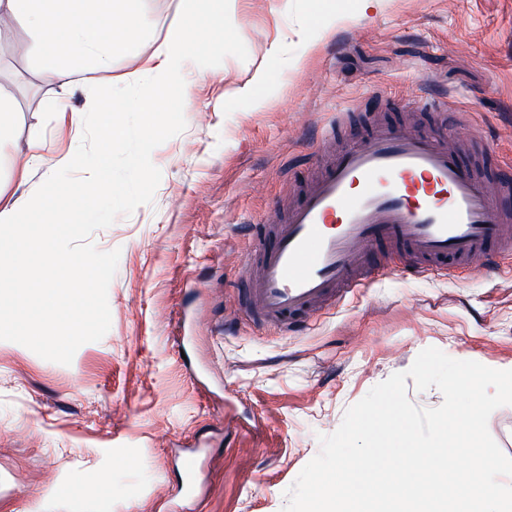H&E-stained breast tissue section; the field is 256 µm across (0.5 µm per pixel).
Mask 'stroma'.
Wrapping results in <instances>:
<instances>
[{"mask_svg": "<svg viewBox=\"0 0 512 512\" xmlns=\"http://www.w3.org/2000/svg\"><path fill=\"white\" fill-rule=\"evenodd\" d=\"M180 0H142L147 55ZM224 15L222 42L189 58L198 111L157 146L151 203L95 231L119 250L111 326L70 365L0 340V512H282L319 435L418 353L436 347L493 367L512 362V253L492 273L397 272L328 302L292 329L238 310V263L258 245L243 231L287 207L342 112L437 134L428 91L477 122L463 143L487 177L512 163V0H204ZM0 39V91L18 112L14 147L45 143L44 161L8 193L32 195L47 163L80 139L52 109L53 79ZM271 79L243 95L257 69ZM118 61L100 93L115 104L152 88ZM197 468L186 479L183 461Z\"/></svg>", "mask_w": 512, "mask_h": 512, "instance_id": "obj_1", "label": "stroma"}]
</instances>
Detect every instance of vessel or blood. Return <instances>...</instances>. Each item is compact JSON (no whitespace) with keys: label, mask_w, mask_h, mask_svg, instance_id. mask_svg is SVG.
<instances>
[{"label":"vessel or blood","mask_w":512,"mask_h":512,"mask_svg":"<svg viewBox=\"0 0 512 512\" xmlns=\"http://www.w3.org/2000/svg\"><path fill=\"white\" fill-rule=\"evenodd\" d=\"M478 125L449 123L446 137L374 125L335 151L311 176L273 235L258 267L240 269L246 308L261 321L291 326L330 298L364 286L375 256L399 252L414 274L489 267L497 251H512L501 204L512 180L479 176L451 146Z\"/></svg>","instance_id":"vessel-or-blood-1"}]
</instances>
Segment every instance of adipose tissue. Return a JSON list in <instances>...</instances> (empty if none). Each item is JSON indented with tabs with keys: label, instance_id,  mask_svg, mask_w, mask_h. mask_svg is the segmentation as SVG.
I'll use <instances>...</instances> for the list:
<instances>
[{
	"label": "adipose tissue",
	"instance_id": "adipose-tissue-1",
	"mask_svg": "<svg viewBox=\"0 0 512 512\" xmlns=\"http://www.w3.org/2000/svg\"><path fill=\"white\" fill-rule=\"evenodd\" d=\"M135 0H0V38L21 27L28 40L27 56L42 71L61 85L70 76H78L90 107L72 110L66 93L54 102L56 112L69 115L75 131L93 124L107 144H119L127 137L122 112H136L143 126L155 127L169 90L177 85L184 64L197 46L198 37L192 24L198 13L199 0H182L180 21L170 23L161 39L156 40L151 54L138 58L133 51L141 36V20L134 11ZM128 61L134 76L149 75L153 89L123 108L106 104L99 95L101 76L109 72L115 61ZM16 105L13 98L0 92V157L8 156L13 172L27 174L39 156L40 141H32L27 153L11 151L12 128ZM69 158L49 165L37 197H4L0 195V223H18L21 216L53 198L58 173L69 168Z\"/></svg>",
	"mask_w": 512,
	"mask_h": 512
}]
</instances>
